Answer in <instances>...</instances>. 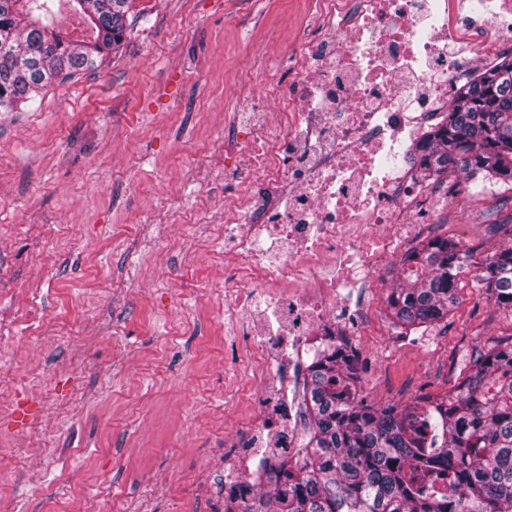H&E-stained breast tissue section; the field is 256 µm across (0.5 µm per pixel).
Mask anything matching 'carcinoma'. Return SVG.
Wrapping results in <instances>:
<instances>
[{"instance_id":"1","label":"carcinoma","mask_w":512,"mask_h":512,"mask_svg":"<svg viewBox=\"0 0 512 512\" xmlns=\"http://www.w3.org/2000/svg\"><path fill=\"white\" fill-rule=\"evenodd\" d=\"M54 0H0V112L59 78L94 70L122 41L132 0H68L90 36L52 26ZM429 174L512 183V58L464 85L419 141ZM465 254L446 235L401 260L405 283L387 310L410 330L448 318ZM475 287L512 313V243L490 254ZM468 372L444 396L378 407L359 391L355 353L315 362L305 384L303 458L270 465L233 498L240 512H512V341L475 346Z\"/></svg>"}]
</instances>
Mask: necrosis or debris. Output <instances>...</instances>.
<instances>
[{
	"instance_id": "4bbe7bcc",
	"label": "necrosis or debris",
	"mask_w": 512,
	"mask_h": 512,
	"mask_svg": "<svg viewBox=\"0 0 512 512\" xmlns=\"http://www.w3.org/2000/svg\"><path fill=\"white\" fill-rule=\"evenodd\" d=\"M298 39L293 90L256 61L263 94L240 95L223 141L225 160L254 173L224 192L237 261L224 330L247 331L246 377L283 416L254 415L242 428L280 460L301 453L309 366L336 352L337 326L360 319L349 286L379 288L383 260L447 202L411 160L418 132L437 124L460 79L477 80L512 44V0H485L476 21L452 0H317ZM455 44L467 60L453 57Z\"/></svg>"
}]
</instances>
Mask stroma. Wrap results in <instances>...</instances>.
Wrapping results in <instances>:
<instances>
[{"instance_id": "stroma-1", "label": "stroma", "mask_w": 512, "mask_h": 512, "mask_svg": "<svg viewBox=\"0 0 512 512\" xmlns=\"http://www.w3.org/2000/svg\"><path fill=\"white\" fill-rule=\"evenodd\" d=\"M314 0H133L120 49L0 112V512H224V460L261 395L224 336V183L215 155L246 64L267 46L292 78ZM450 201L419 239L469 251L447 320L393 326L385 295L356 349L376 405L442 396L473 342L512 336L475 288L503 240L488 214L512 184L447 176ZM151 212L158 224L145 223ZM25 423L13 422L17 408Z\"/></svg>"}]
</instances>
